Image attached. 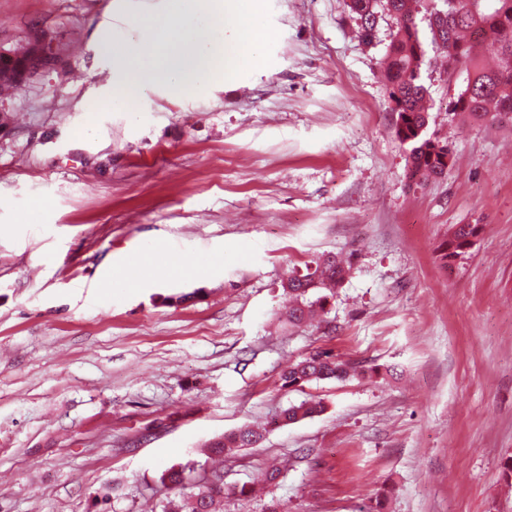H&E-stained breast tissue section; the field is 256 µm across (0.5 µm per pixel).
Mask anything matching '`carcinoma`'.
Instances as JSON below:
<instances>
[{
	"instance_id": "1",
	"label": "carcinoma",
	"mask_w": 512,
	"mask_h": 512,
	"mask_svg": "<svg viewBox=\"0 0 512 512\" xmlns=\"http://www.w3.org/2000/svg\"><path fill=\"white\" fill-rule=\"evenodd\" d=\"M420 0H346L349 15L359 33L372 39L379 12L395 23L384 57L389 109L395 115L394 132L407 148L409 179L427 180L444 173L454 161L452 143L429 135L431 115L426 105L427 88L422 81L426 51L417 23ZM437 12H427L433 44L442 48L448 72L466 71V85L455 98L451 114L469 123L512 124V0H443ZM480 224H458L444 244L442 259L451 261L469 248L481 231ZM352 266L335 254L324 255L306 272H293L283 281L288 296V323L302 324L316 311L325 310L328 297L336 294L350 276ZM375 367H360L340 359L329 350H315L288 365L281 374V387L292 389L312 381L371 378ZM325 410L322 401L307 399L284 409L278 423L290 425L313 418ZM263 432L245 427L211 442L208 451L222 456L233 448H250ZM193 467L178 464L165 470L160 481L171 495L159 501V512H221L224 482L219 475L191 481Z\"/></svg>"
}]
</instances>
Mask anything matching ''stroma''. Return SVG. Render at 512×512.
<instances>
[{
    "mask_svg": "<svg viewBox=\"0 0 512 512\" xmlns=\"http://www.w3.org/2000/svg\"><path fill=\"white\" fill-rule=\"evenodd\" d=\"M169 0H0V50L47 34L56 58L0 133V512H147L162 472L220 473L224 512H512V127L464 123L429 41V130L455 160L414 184L380 61L346 0H271L270 65L204 89L112 99V57ZM457 224H480L443 265ZM160 241L179 271L107 291L105 266ZM350 278L292 327L281 282L327 253ZM379 376L283 390L316 349ZM326 411L275 426L290 404ZM263 441L213 463L246 424ZM282 463L266 491L247 487Z\"/></svg>",
    "mask_w": 512,
    "mask_h": 512,
    "instance_id": "35a3bbf8",
    "label": "stroma"
}]
</instances>
